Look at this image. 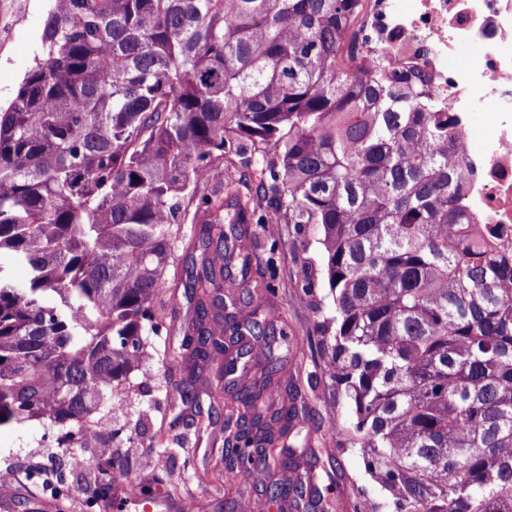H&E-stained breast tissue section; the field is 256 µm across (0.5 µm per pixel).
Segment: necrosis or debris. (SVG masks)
I'll return each instance as SVG.
<instances>
[{
	"label": "necrosis or debris",
	"mask_w": 512,
	"mask_h": 512,
	"mask_svg": "<svg viewBox=\"0 0 512 512\" xmlns=\"http://www.w3.org/2000/svg\"><path fill=\"white\" fill-rule=\"evenodd\" d=\"M348 50L382 51L390 69L417 73L434 110L459 122L463 202L486 236L512 251V0H359ZM485 108L491 137L471 114Z\"/></svg>",
	"instance_id": "1"
}]
</instances>
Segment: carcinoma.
<instances>
[{
  "label": "carcinoma",
  "mask_w": 512,
  "mask_h": 512,
  "mask_svg": "<svg viewBox=\"0 0 512 512\" xmlns=\"http://www.w3.org/2000/svg\"><path fill=\"white\" fill-rule=\"evenodd\" d=\"M356 0H51L41 46L0 106V428L43 420L65 451L95 441L86 512L129 474L125 432L98 435L147 348L190 383L224 378L243 324L224 283L271 300L277 244L251 276L249 225L314 226L333 299L318 351L391 512H512V255L464 231L460 131L422 79L344 54ZM264 174L230 194L234 159ZM197 224L176 326L163 287ZM25 262L30 278L8 273ZM179 335L181 339L174 340ZM237 394L224 484L279 460L288 398ZM278 430H273V425Z\"/></svg>",
  "instance_id": "cac0c4a2"
}]
</instances>
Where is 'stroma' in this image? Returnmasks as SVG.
<instances>
[{
  "mask_svg": "<svg viewBox=\"0 0 512 512\" xmlns=\"http://www.w3.org/2000/svg\"><path fill=\"white\" fill-rule=\"evenodd\" d=\"M49 0H0V104H7L15 95L26 71L33 63L40 44ZM256 233L263 245L253 264L264 267L266 245L278 246L276 274L277 296L269 305L275 318L254 328L245 345L263 340L271 333L286 331L288 341L276 348L274 356L279 372L274 376L272 390H289L296 409L294 434L285 443L289 448L286 465L271 472L256 471L240 478L226 490L222 512H240L242 502H250L256 512H294V490L305 482L310 471H327L332 476V496L337 504L353 506L356 496L363 495L384 503L388 493L368 474L357 452L346 451L335 458L310 457L309 451L322 447L337 427L350 417V410L335 393L329 378L322 371L316 351L315 333L319 318L310 306L297 297V281L302 263L320 265L322 257L314 228L295 232L290 224H261ZM183 377L181 370L166 371L152 354H145L141 368L132 378L130 389L122 395L118 410L104 414L96 427L104 434L123 425L134 426L146 421L149 436L123 442L121 452L129 462L131 484L150 483L155 468L170 471L171 481L158 488V496L205 506L211 497L207 484L198 473L214 469L221 457L224 436L221 427L234 404L240 386L248 384L243 374L228 377L223 386L213 387L211 395L201 396L204 417L210 418L207 431L195 433L173 426V418L181 407L173 402ZM182 440V447L165 453L164 446ZM55 452L51 434L40 421L0 431V473L14 474L16 482L8 489L14 508L12 512H84L80 487L94 480L98 471L95 461L98 448L77 449L83 469L67 473L73 490L63 508H56L55 499L42 484L29 479L31 466L47 463Z\"/></svg>",
  "mask_w": 512,
  "mask_h": 512,
  "instance_id": "obj_1",
  "label": "stroma"
}]
</instances>
